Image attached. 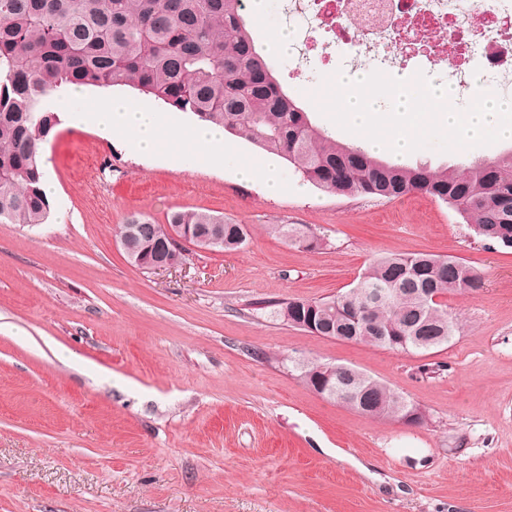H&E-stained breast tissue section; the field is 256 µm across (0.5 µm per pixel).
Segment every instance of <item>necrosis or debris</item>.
Listing matches in <instances>:
<instances>
[{
  "label": "necrosis or debris",
  "mask_w": 512,
  "mask_h": 512,
  "mask_svg": "<svg viewBox=\"0 0 512 512\" xmlns=\"http://www.w3.org/2000/svg\"><path fill=\"white\" fill-rule=\"evenodd\" d=\"M284 11L299 32L296 72L441 64L460 106L478 84L512 94V0H285Z\"/></svg>",
  "instance_id": "obj_1"
}]
</instances>
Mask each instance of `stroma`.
<instances>
[{
    "label": "stroma",
    "mask_w": 512,
    "mask_h": 512,
    "mask_svg": "<svg viewBox=\"0 0 512 512\" xmlns=\"http://www.w3.org/2000/svg\"><path fill=\"white\" fill-rule=\"evenodd\" d=\"M245 2L256 46L287 82L296 53L279 38L291 28L283 0ZM226 141L220 171L186 139L162 144L184 164L65 122L45 144L58 187L47 223H0V512H512V249L485 245L429 195L330 194L279 157L282 192L268 196L235 173L261 150ZM511 147L408 160L461 167ZM186 210L246 225V244L192 247L162 271L128 261L119 224ZM269 224L324 244L292 247ZM386 253L480 273V287L445 299L462 326L449 345L406 354L342 342L261 307L343 293ZM302 356L390 384L428 423L323 399L291 370Z\"/></svg>",
    "instance_id": "1"
}]
</instances>
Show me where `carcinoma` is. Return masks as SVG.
I'll use <instances>...</instances> for the list:
<instances>
[{
    "mask_svg": "<svg viewBox=\"0 0 512 512\" xmlns=\"http://www.w3.org/2000/svg\"><path fill=\"white\" fill-rule=\"evenodd\" d=\"M128 86L162 106L190 113L294 165L326 192L392 200L424 192L472 223L481 241L512 248V150L464 172L401 165L341 143L312 123L256 49L243 0H0V223L43 224L51 205L42 191V145L59 125L43 100L51 90ZM224 223V245L207 241ZM138 248L153 254L165 225L140 216ZM203 250L230 252L247 240L243 224L205 211H176ZM463 262L417 253L375 258L346 292L321 299L268 302L283 322L313 336L406 353L452 342L458 327L433 297L475 287ZM319 359L295 362L308 388L316 381L356 394L350 409L374 420L428 416L390 385Z\"/></svg>",
    "mask_w": 512,
    "mask_h": 512,
    "instance_id": "obj_1",
    "label": "carcinoma"
}]
</instances>
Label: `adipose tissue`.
I'll return each mask as SVG.
<instances>
[{"instance_id":"ef3b65f1","label":"adipose tissue","mask_w":512,"mask_h":512,"mask_svg":"<svg viewBox=\"0 0 512 512\" xmlns=\"http://www.w3.org/2000/svg\"><path fill=\"white\" fill-rule=\"evenodd\" d=\"M62 96L64 102L73 106L69 113L72 126L93 129L107 138H127L129 147L146 157L159 155L162 140L177 141L187 135L194 149L206 154L212 166L220 168L224 165L226 145L222 128L198 125L183 129L177 121H163L157 109L133 98L113 94L108 89L101 92L98 107L91 112L80 108L88 96L86 87H67Z\"/></svg>"}]
</instances>
